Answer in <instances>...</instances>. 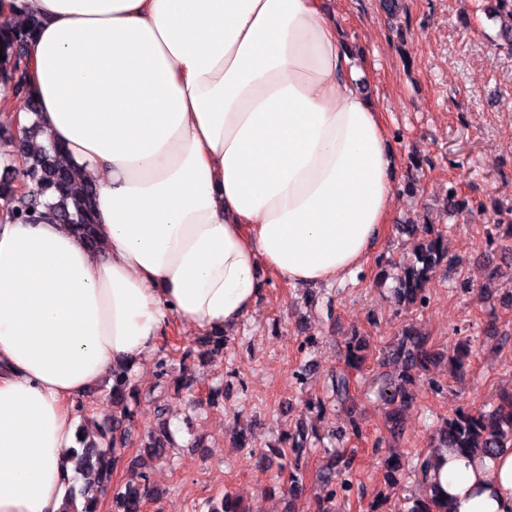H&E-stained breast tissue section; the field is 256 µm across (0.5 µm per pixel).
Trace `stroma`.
<instances>
[{"label": "stroma", "mask_w": 512, "mask_h": 512, "mask_svg": "<svg viewBox=\"0 0 512 512\" xmlns=\"http://www.w3.org/2000/svg\"><path fill=\"white\" fill-rule=\"evenodd\" d=\"M328 0L350 67L382 112L396 158L389 222L367 260L344 281L295 288L267 277L252 313L228 333L223 354H208L194 333L172 324L160 341L171 354L167 375L147 360L135 379L140 399L133 436L165 415L175 442L170 460H151L130 444L112 472L122 485L148 473L155 495L143 512H207L230 496L254 512H319L333 455L347 457L366 493L338 492L333 512H408L425 490L415 464L434 448L443 418L458 407L490 409L512 385V252L485 249L506 239L512 220V55L495 52L497 24L487 0ZM462 212L442 213L449 182ZM500 211L502 224L490 212ZM404 224H429L444 238L448 262L430 281L426 306L397 311L393 279L412 264L417 236ZM436 351L462 343L465 373L443 361L412 386L399 433L391 405L377 397L382 360L406 324ZM369 348L345 407L329 405L332 374L352 334ZM323 409H316V402ZM359 434H352V424ZM315 433L300 461L303 489L288 492L278 454L300 427ZM401 453L400 483H385L384 459Z\"/></svg>", "instance_id": "1"}]
</instances>
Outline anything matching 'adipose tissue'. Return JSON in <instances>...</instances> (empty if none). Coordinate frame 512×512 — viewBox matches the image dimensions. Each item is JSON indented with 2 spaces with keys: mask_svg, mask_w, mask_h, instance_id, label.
Returning <instances> with one entry per match:
<instances>
[{
  "mask_svg": "<svg viewBox=\"0 0 512 512\" xmlns=\"http://www.w3.org/2000/svg\"><path fill=\"white\" fill-rule=\"evenodd\" d=\"M29 14L37 144L98 185L100 249L0 224V512H61L87 391L171 319L234 330L264 272L353 273L394 164L323 0H0V19ZM430 479L454 512H512V448L439 449Z\"/></svg>",
  "mask_w": 512,
  "mask_h": 512,
  "instance_id": "adipose-tissue-1",
  "label": "adipose tissue"
}]
</instances>
